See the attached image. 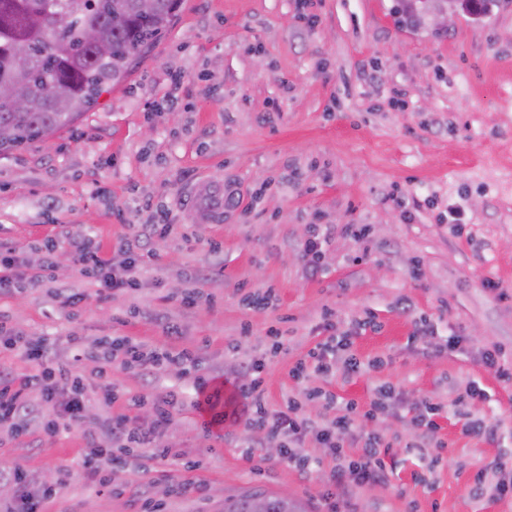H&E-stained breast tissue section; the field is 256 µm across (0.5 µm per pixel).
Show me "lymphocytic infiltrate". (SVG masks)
Instances as JSON below:
<instances>
[{"mask_svg": "<svg viewBox=\"0 0 512 512\" xmlns=\"http://www.w3.org/2000/svg\"><path fill=\"white\" fill-rule=\"evenodd\" d=\"M73 261L83 276L94 279L100 285V298H110L117 291H134L140 286V272L155 258L151 250L145 249L141 239L125 242L117 255L106 258L92 247L90 240L75 238L70 242ZM46 258L40 264H29L16 249L0 244V295H15L24 288L55 282V267L49 257L53 244H46ZM45 339L20 336L0 317V354L21 357L32 364L31 372L15 376L0 371V432L11 438L29 435L31 425H38L44 436H55L67 423L82 422L88 410L84 376L75 374L64 363L49 360L45 356ZM85 359L96 363L95 375L104 380L103 400L106 405H122L117 414L107 415L102 426L110 435L109 445H102L97 438H89L85 460L87 477L102 484L106 478L94 459L107 455L109 449L121 452L133 448L150 450L153 457L166 458L172 455V446L163 441L164 433L182 405L177 394L146 399L114 390L106 378L111 368H118L138 379L152 377L155 372L173 369L181 375L192 376L195 393H207V404L215 417L213 426L224 422V393L210 389L209 381L199 376L200 358L196 352L170 343L151 347L130 336H102L86 342L82 352ZM264 359L257 358L244 365L251 380L240 386L236 394L248 425L262 430L265 440L279 444L282 462L299 469L310 470L312 460L303 452L307 437H314L322 447L331 451L333 466L328 479V497L347 494L350 483L382 485L389 481V470L385 458L391 448L380 436L368 435L356 456L346 451L345 434L350 430L353 417L364 414L374 418L385 411L392 396L390 386H382L367 411H359L355 402L338 400L336 395L313 389L309 398L324 400L334 412L333 417L315 420L302 411L297 399H289L285 409L272 411L264 399L261 372ZM361 369L360 362L350 352V340L344 334H331L317 343L299 359L291 370L294 379L316 376L327 379L342 374L350 376ZM38 391L39 401H32L30 391ZM150 406L151 418L141 422L132 417V409ZM11 483L19 491L6 512H43L46 504L56 496L53 488H42L38 494L29 493L25 487V476L21 468H1L0 483Z\"/></svg>", "mask_w": 512, "mask_h": 512, "instance_id": "obj_1", "label": "lymphocytic infiltrate"}]
</instances>
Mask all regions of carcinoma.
Listing matches in <instances>:
<instances>
[{
  "instance_id": "obj_1",
  "label": "carcinoma",
  "mask_w": 512,
  "mask_h": 512,
  "mask_svg": "<svg viewBox=\"0 0 512 512\" xmlns=\"http://www.w3.org/2000/svg\"><path fill=\"white\" fill-rule=\"evenodd\" d=\"M183 0H156L144 15L135 0H0V153L72 125L117 85L178 16ZM46 16L43 28L28 23ZM100 30L108 52L83 38ZM26 48V56L15 53ZM29 99L14 111L13 94ZM224 512H306L297 501L263 493L224 500Z\"/></svg>"
}]
</instances>
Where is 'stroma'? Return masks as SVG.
Segmentation results:
<instances>
[{
	"label": "stroma",
	"mask_w": 512,
	"mask_h": 512,
	"mask_svg": "<svg viewBox=\"0 0 512 512\" xmlns=\"http://www.w3.org/2000/svg\"><path fill=\"white\" fill-rule=\"evenodd\" d=\"M398 8V0H184L156 46L74 125L0 155V242L31 262L51 238L69 252L58 236L63 224L106 254L158 213L174 226L148 240L157 259L136 292L102 301L74 263L56 269L85 296L78 317L48 284L0 297V315L16 332L46 338L49 358L90 377L87 420L51 439L0 440V467L21 465L30 489L56 487L46 512H141L144 491L166 512H224L225 499L253 492L300 500L307 512H512V497L476 491L490 464L512 474V387L483 362L496 348L512 366V0H492L485 14L459 10L445 27L424 14L402 22ZM174 74L183 78L176 105L167 100ZM206 176L238 194L220 224L193 223L179 204L182 190ZM454 204L465 209L459 229L447 220ZM345 224L368 232L347 236ZM319 226L334 232L314 276L301 244ZM187 288L202 295L189 312L177 301ZM268 290L270 308L240 302ZM132 304L140 315H126ZM326 307L362 369L322 384L295 381L290 368L326 335ZM370 316L376 329H357ZM425 320L460 336L459 346L442 351L419 335ZM170 326L181 345L199 348L203 375L233 389L244 382L241 365L265 349L268 329L280 328L288 343L264 372L275 410L293 395L307 415L322 417L306 388L321 385L365 407L379 386H393L387 411L349 438L353 453L366 433L390 441L389 482L329 502L328 451L314 439L304 450L323 465L305 474L279 463L275 445L260 444L245 421L205 431L191 380L164 371L143 381L116 368L114 385L181 391L165 440L182 455L124 456L112 470L113 483L127 487L121 495L89 481L86 438L104 407L75 337L162 346ZM471 384L482 394L467 401ZM425 400L441 407L444 448L432 473L407 431ZM462 408L496 424L497 434L465 432ZM188 481L202 493H180Z\"/></svg>",
	"instance_id": "stroma-1"
}]
</instances>
